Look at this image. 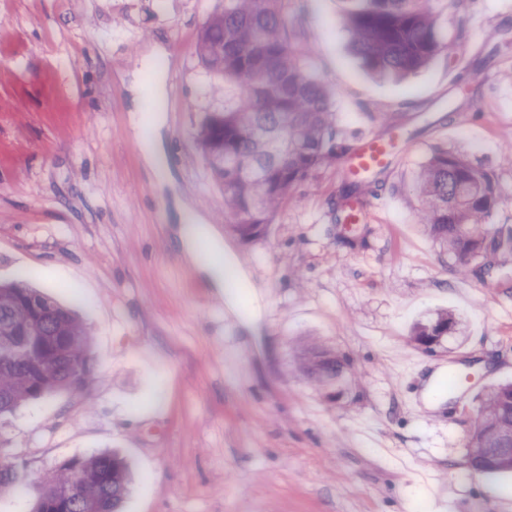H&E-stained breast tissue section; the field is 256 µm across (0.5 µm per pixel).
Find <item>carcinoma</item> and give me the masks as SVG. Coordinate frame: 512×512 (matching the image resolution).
<instances>
[{
  "mask_svg": "<svg viewBox=\"0 0 512 512\" xmlns=\"http://www.w3.org/2000/svg\"><path fill=\"white\" fill-rule=\"evenodd\" d=\"M284 0H224L199 39L204 66L233 86L224 111L209 115L199 146L224 188V223L243 239L259 236L294 186L315 168L338 159L332 92L292 45L295 23ZM447 0H356L345 18L350 46L363 69L401 81L448 52L440 22ZM365 184L345 180L340 202L363 195ZM423 225L469 273L472 259L502 245L489 227L499 197L494 175L460 147H437L417 171ZM460 321L438 312L418 323L414 336L435 323ZM295 363L328 388L347 371L345 358L315 338L296 344ZM89 332L72 310L46 298L20 275L0 283V415L67 390L90 404ZM469 465L488 474L512 471V382L488 387L468 430ZM0 448V487L20 496L27 482ZM131 473L116 452L58 464L40 487L30 512H121Z\"/></svg>",
  "mask_w": 512,
  "mask_h": 512,
  "instance_id": "cac0c4a2",
  "label": "carcinoma"
}]
</instances>
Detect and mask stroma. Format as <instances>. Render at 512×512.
I'll return each instance as SVG.
<instances>
[{"label": "stroma", "mask_w": 512, "mask_h": 512, "mask_svg": "<svg viewBox=\"0 0 512 512\" xmlns=\"http://www.w3.org/2000/svg\"><path fill=\"white\" fill-rule=\"evenodd\" d=\"M217 6L0 0V281L76 308L94 357L91 406L27 403L0 443L34 489L59 462L120 451L123 512H512V473L471 470L466 448L481 393L512 382V244L461 277L412 220L415 173L460 144L495 175L491 227L512 230V0L448 8L453 53L399 83L350 53L351 0H285L334 92L337 151L387 116L401 132L365 222L334 221L338 162L251 240L225 226L197 145L224 108L198 55ZM190 216L220 240L226 286L183 249ZM438 311L463 334L429 352L412 327ZM306 335L347 359L335 387L295 370ZM444 363L460 391L428 394Z\"/></svg>", "instance_id": "1"}]
</instances>
